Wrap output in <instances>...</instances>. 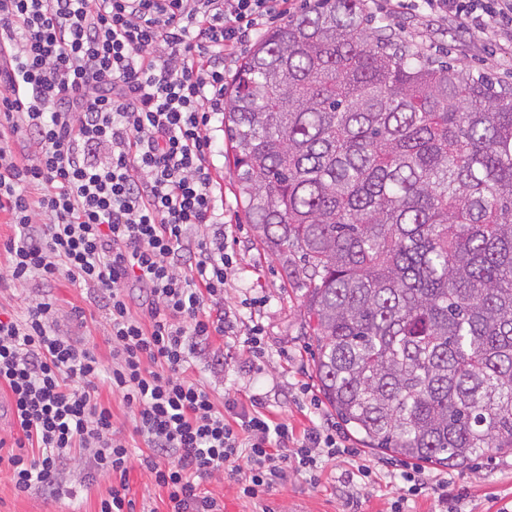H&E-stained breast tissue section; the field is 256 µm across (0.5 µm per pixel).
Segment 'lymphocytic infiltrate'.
<instances>
[{
	"label": "lymphocytic infiltrate",
	"mask_w": 512,
	"mask_h": 512,
	"mask_svg": "<svg viewBox=\"0 0 512 512\" xmlns=\"http://www.w3.org/2000/svg\"><path fill=\"white\" fill-rule=\"evenodd\" d=\"M427 16L495 29L512 58V0H421ZM290 0H0V212L18 230L0 278L59 276L99 292L112 363L71 339L50 298L0 319V392L17 436L0 468L17 493L60 492L72 460L114 483L98 512H132L140 465L167 512H221L202 492L245 462L242 493L259 499L289 464L314 470L340 452L332 430L296 435L259 398L216 404L189 370L230 334L221 308L224 224L211 170L221 153L226 56ZM25 134L29 153L11 136ZM138 289L146 317L132 314ZM121 397L146 450L133 455L103 392Z\"/></svg>",
	"instance_id": "f902f5d3"
}]
</instances>
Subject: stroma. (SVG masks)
<instances>
[{
	"label": "stroma",
	"instance_id": "35a3bbf8",
	"mask_svg": "<svg viewBox=\"0 0 512 512\" xmlns=\"http://www.w3.org/2000/svg\"><path fill=\"white\" fill-rule=\"evenodd\" d=\"M365 4L368 16L389 27L399 39L465 73H485L503 83L512 82V59L498 56L495 32L477 34L456 23L434 29L417 13L390 18L378 10L376 0H365ZM219 141L223 155L214 177L224 192V223L232 258L224 305L239 318L228 341H217L194 358L193 375L208 386L216 402L230 398L245 403L253 396L262 398L273 417L288 423L295 433H302L314 422L335 423V412L321 401L311 359L304 323L306 288L291 275L285 255L267 248L259 229L246 218L232 176L228 138L223 135ZM45 294L65 315L66 327L76 337L88 340L103 363H110L105 342L109 315L95 290L76 286L64 276L49 289L36 280L21 286L5 283L0 285V311L21 315L29 301ZM255 326L262 332L263 355L259 358L246 341ZM336 432L347 446L361 448L364 459L374 467L371 480L359 493L361 512H390L399 488L393 474L403 467V460L362 448L360 440L344 427L337 426ZM85 469V461L72 463L61 477L63 492L56 497L18 494L8 473L0 471V512H97L112 479L101 476L86 484ZM354 469V460L346 455L321 457L313 473L289 468L287 481L264 496L259 505L242 496L236 475L228 470L204 482L201 489L217 499L223 512H261L265 504L274 512H344L341 493ZM423 479L424 489L408 500L406 512H440L435 484L443 480L449 491L465 493V512H502L512 506V452L491 451L466 470L427 465ZM128 485L137 512H164L165 493L148 471L138 466L130 469Z\"/></svg>",
	"mask_w": 512,
	"mask_h": 512
}]
</instances>
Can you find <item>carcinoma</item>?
I'll use <instances>...</instances> for the list:
<instances>
[{"label": "carcinoma", "instance_id": "obj_1", "mask_svg": "<svg viewBox=\"0 0 512 512\" xmlns=\"http://www.w3.org/2000/svg\"><path fill=\"white\" fill-rule=\"evenodd\" d=\"M318 0L224 108L244 212L298 258L320 390L367 447L512 451V86Z\"/></svg>", "mask_w": 512, "mask_h": 512}]
</instances>
